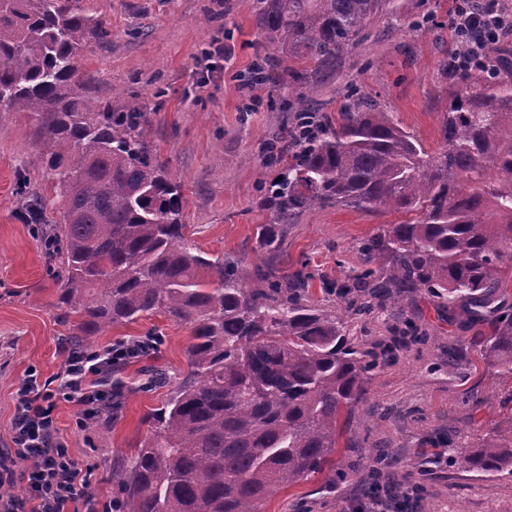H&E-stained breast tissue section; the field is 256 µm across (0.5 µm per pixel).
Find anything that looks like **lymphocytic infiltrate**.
Returning <instances> with one entry per match:
<instances>
[{
  "label": "lymphocytic infiltrate",
  "instance_id": "f902f5d3",
  "mask_svg": "<svg viewBox=\"0 0 512 512\" xmlns=\"http://www.w3.org/2000/svg\"><path fill=\"white\" fill-rule=\"evenodd\" d=\"M125 356L123 348L68 354L56 386L30 371L18 385L11 419V444L0 449V487L22 478L25 493L0 495V512H68L70 505L84 503L85 512H113L111 501L84 495L91 473L83 468L60 434L55 410L58 400L79 406L75 421L84 428L92 411L108 404L112 391L103 379ZM23 471H16L17 462ZM419 498L414 483L387 480L385 487L367 488L352 503L351 512H414Z\"/></svg>",
  "mask_w": 512,
  "mask_h": 512
}]
</instances>
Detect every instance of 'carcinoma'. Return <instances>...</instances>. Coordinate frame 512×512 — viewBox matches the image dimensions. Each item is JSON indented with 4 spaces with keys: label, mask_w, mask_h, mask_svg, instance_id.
<instances>
[{
    "label": "carcinoma",
    "mask_w": 512,
    "mask_h": 512,
    "mask_svg": "<svg viewBox=\"0 0 512 512\" xmlns=\"http://www.w3.org/2000/svg\"><path fill=\"white\" fill-rule=\"evenodd\" d=\"M399 0H262L256 28L317 73ZM448 13L442 74L454 79L441 145L427 149L392 113L359 94L337 116L306 109L268 142L279 168L260 186L269 222L257 227L276 252L285 225L305 212L344 206L407 216L359 242L363 267L336 289L341 305L310 293L315 273L249 275L209 258L186 235L180 184L159 163L151 125L137 109L90 95L82 70L90 44L111 31L68 0H0V112H23L44 171L66 201L47 231L59 259L57 319L71 349L112 327L161 315L191 329L189 372L147 422L149 436L113 479L126 512H261L276 490L313 474L347 476L332 459L342 427L367 394L372 371L395 348L366 350L346 336V317L424 292L437 307L489 332L478 337L488 367L512 379V307L502 304L512 269V50L494 41L468 58ZM29 194L26 223H45ZM468 472L512 469V413L459 448Z\"/></svg>",
    "instance_id": "1"
}]
</instances>
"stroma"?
<instances>
[{
    "label": "stroma",
    "instance_id": "1",
    "mask_svg": "<svg viewBox=\"0 0 512 512\" xmlns=\"http://www.w3.org/2000/svg\"><path fill=\"white\" fill-rule=\"evenodd\" d=\"M73 8L102 19L110 42L86 51L83 67L94 76L92 94L112 104L147 113L151 145L182 185L185 219L204 252L236 263L243 271L269 260L256 239L268 214L260 206L259 180H272L266 139L291 121L300 98L335 115L354 93L365 94L394 113L403 128L428 148L440 144L439 126L451 98L438 61L448 38L442 26L452 0H401V18L373 19L359 43L345 53L335 73L313 78V63L294 61V74L281 79L275 46L255 26L257 0H70ZM223 42L225 58L212 56ZM27 119L0 114V448L10 444L15 388L29 367L42 378L61 373L66 350L53 304L58 262L45 252L22 217L18 171L42 194L48 220H60L64 200L44 178L40 155L27 138ZM396 212L366 214L347 208L314 209L289 225L281 251L272 259L280 273L300 268L321 279L343 282L361 267L359 242ZM425 342L406 336V327ZM161 336L146 357L114 370L126 394L117 416L76 430L78 407L59 402L57 424L75 458L92 472L88 491L103 499L117 486L122 468L145 438L146 416L166 400L188 373V327L153 316L115 327L95 338L94 349L138 340L150 328ZM360 346L398 343L397 358L379 368L365 401L343 427L337 458L347 478L332 482L316 474L273 493L262 512H350L364 489L366 470L379 446L393 452L391 473L424 480L425 512H512V473L485 478L456 462L434 461L427 441L452 432L466 442L479 427L503 416L512 379L494 374L472 342L478 329L464 315L447 314L424 293L407 297L353 320ZM463 349V361L449 371V345ZM163 370L166 383L142 388L150 370Z\"/></svg>",
    "mask_w": 512,
    "mask_h": 512
}]
</instances>
